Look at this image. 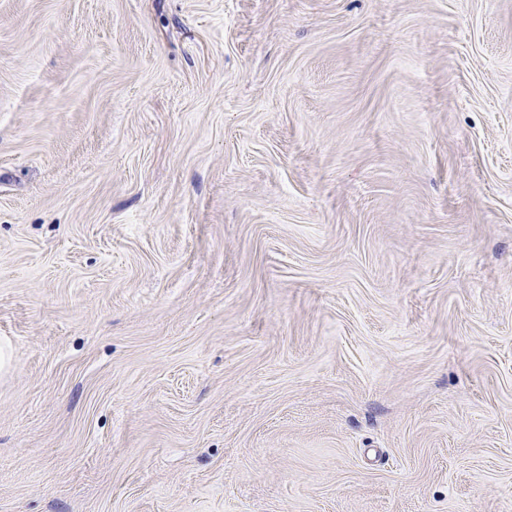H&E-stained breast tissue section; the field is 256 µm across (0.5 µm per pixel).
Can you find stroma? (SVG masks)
<instances>
[{"label":"stroma","mask_w":512,"mask_h":512,"mask_svg":"<svg viewBox=\"0 0 512 512\" xmlns=\"http://www.w3.org/2000/svg\"><path fill=\"white\" fill-rule=\"evenodd\" d=\"M0 512H512V0H0Z\"/></svg>","instance_id":"35a3bbf8"}]
</instances>
